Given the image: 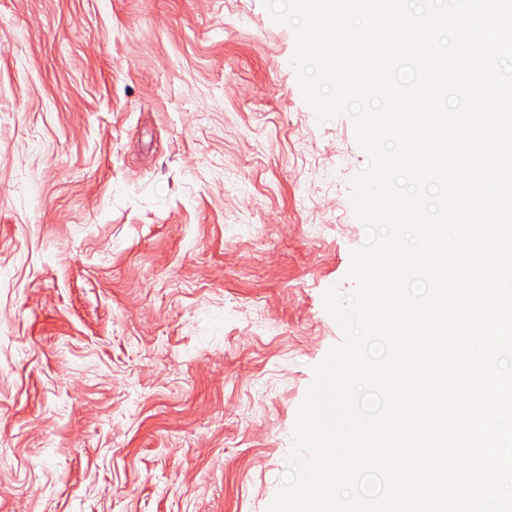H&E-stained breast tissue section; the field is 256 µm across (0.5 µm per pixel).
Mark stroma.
Instances as JSON below:
<instances>
[{"instance_id": "1", "label": "stroma", "mask_w": 512, "mask_h": 512, "mask_svg": "<svg viewBox=\"0 0 512 512\" xmlns=\"http://www.w3.org/2000/svg\"><path fill=\"white\" fill-rule=\"evenodd\" d=\"M262 0H0V512H267L367 164Z\"/></svg>"}]
</instances>
